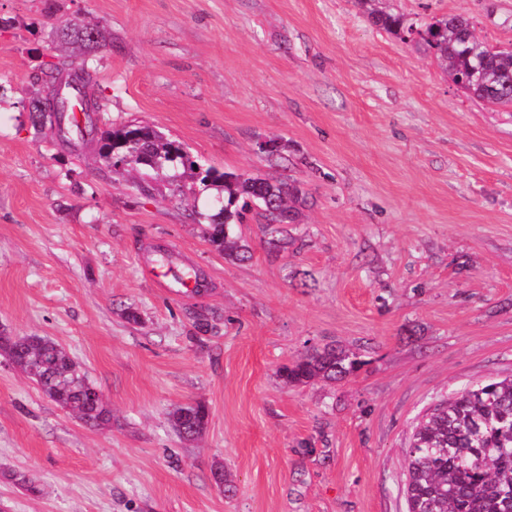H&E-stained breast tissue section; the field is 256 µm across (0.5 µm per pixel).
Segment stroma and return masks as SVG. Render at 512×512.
<instances>
[{"label":"stroma","instance_id":"obj_1","mask_svg":"<svg viewBox=\"0 0 512 512\" xmlns=\"http://www.w3.org/2000/svg\"><path fill=\"white\" fill-rule=\"evenodd\" d=\"M384 6L417 24L463 14L512 46V0ZM74 15L107 37V123L301 186L284 247L251 212L233 227L251 258L229 259L204 231L213 188L160 175L139 189L96 147L34 129L32 78ZM0 85V333L59 344L112 413L85 425L0 355V507L405 512L416 418L512 375V109L470 96L355 0H0ZM159 265L163 288L147 275ZM187 269L200 292L180 289ZM325 344L358 369L284 383ZM188 403L208 410L190 443L169 420Z\"/></svg>","mask_w":512,"mask_h":512}]
</instances>
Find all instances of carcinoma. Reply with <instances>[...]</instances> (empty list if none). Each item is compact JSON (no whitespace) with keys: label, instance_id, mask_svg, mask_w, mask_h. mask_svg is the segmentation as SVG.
I'll return each mask as SVG.
<instances>
[{"label":"carcinoma","instance_id":"cac0c4a2","mask_svg":"<svg viewBox=\"0 0 512 512\" xmlns=\"http://www.w3.org/2000/svg\"><path fill=\"white\" fill-rule=\"evenodd\" d=\"M377 2L357 0L372 25L402 40L415 35L471 96L494 105H512V47L493 46L475 36L470 18L462 14L418 27ZM104 38L97 25L79 16L66 20L57 33L62 62L50 67L43 83L67 86L77 71L84 83L95 81L93 57ZM91 128L97 129L98 155L107 165L167 170L173 181L181 177L177 164L187 161L188 155L161 132L144 126L104 129L93 124ZM200 175L202 184L224 190L222 202L204 219L209 241L225 256L238 261L250 258L246 246L231 234V225L243 218L237 207L242 196L261 210L272 233L269 244L284 245V239L276 237V225L293 224L299 217L302 198L295 185L213 168ZM0 353L34 379L49 399L77 413L85 424L95 427L110 421L109 410L83 402L92 383L57 343L36 335L16 342L6 338L0 340ZM355 365L346 351L325 346L285 367L282 376L293 385L315 379L336 381L349 375ZM207 418L202 404L179 406L171 413L177 434L187 442L204 431ZM403 457L406 512H512V377L476 383L435 402L413 425Z\"/></svg>","mask_w":512,"mask_h":512}]
</instances>
